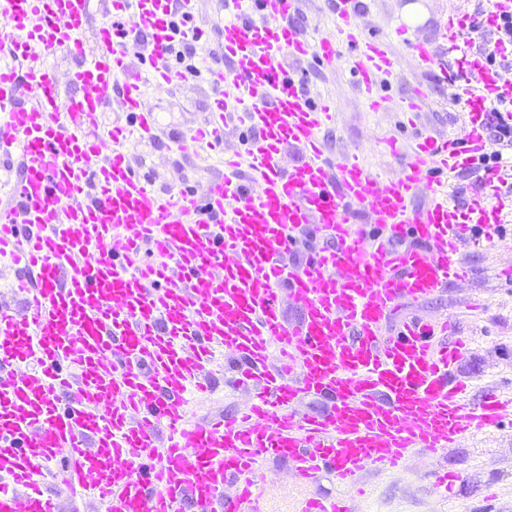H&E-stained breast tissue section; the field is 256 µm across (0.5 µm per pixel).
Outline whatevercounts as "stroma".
<instances>
[{
    "label": "stroma",
    "instance_id": "stroma-1",
    "mask_svg": "<svg viewBox=\"0 0 512 512\" xmlns=\"http://www.w3.org/2000/svg\"><path fill=\"white\" fill-rule=\"evenodd\" d=\"M447 5L448 0H373L361 21L363 32L385 41L400 63L397 73L384 78L378 87L383 97L378 111H370L359 94L350 72L352 51L348 46H340L335 66L297 64L311 94L329 97L336 106V124L324 133L332 152H358L373 170L397 175L402 161L380 151V140L394 136L407 145L420 131L458 132L454 121L457 108L448 99L447 87L417 69L409 55L410 43L440 41ZM402 23L408 27L403 38L394 32ZM414 86L426 90L428 101L419 127L412 129L403 125L397 103ZM143 92L155 115L156 132L152 140L130 141L127 150L132 160L153 177L155 185L169 189L206 186L222 168L209 143L197 141L184 152L170 151L169 145L205 122L213 94L208 80L179 81L168 87L147 83ZM461 257L473 267V281L404 307L403 312L431 319L448 316L469 336L473 354L464 362L461 374L469 378L472 396H479L488 385L512 394V279L500 280L493 273L495 266L512 263V251L466 246ZM247 400V393L235 390L225 379L215 394L191 401L188 417L200 422L215 414H231ZM447 463L465 476L450 496H443L433 484L432 460L416 456L396 472L367 473L364 481L371 494L358 503V512H512V416L498 430L463 441ZM263 468L266 512H293L298 489L286 465L270 460Z\"/></svg>",
    "mask_w": 512,
    "mask_h": 512
}]
</instances>
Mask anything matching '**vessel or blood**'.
<instances>
[{"label": "vessel or blood", "mask_w": 512, "mask_h": 512, "mask_svg": "<svg viewBox=\"0 0 512 512\" xmlns=\"http://www.w3.org/2000/svg\"><path fill=\"white\" fill-rule=\"evenodd\" d=\"M186 2L110 0L89 41L96 0H0L11 24L0 35V170L17 173L0 260L27 272L24 303L0 301V512H62L41 488L49 474L105 512H261L270 459L303 487L324 473L357 486L421 454L451 492L463 475L441 457L498 429L512 397L490 386L470 400L459 373L469 338L447 318L395 313L469 280L462 240L505 221L495 185L506 173L480 168L491 110L512 102V72L486 61L512 49L494 38L512 0L476 14L449 0L442 44H411L417 67L453 84L463 133L418 135L396 177L329 151L320 132L334 105L293 69L333 65L347 44L377 109L397 62L361 37L365 0H329L336 32L318 40L296 24L297 0H223L209 118L174 145L223 146L232 125L241 146L205 188L161 193L121 143L134 129L153 137L143 82L179 81L170 48L204 37ZM57 50L77 60L65 101L56 70L31 64ZM115 101L125 119L102 129ZM467 170L477 178L459 204L448 177ZM424 190L429 204L412 210ZM222 362L252 400L188 423ZM308 399L319 410L301 412ZM297 512L356 509L311 496Z\"/></svg>", "instance_id": "1"}]
</instances>
